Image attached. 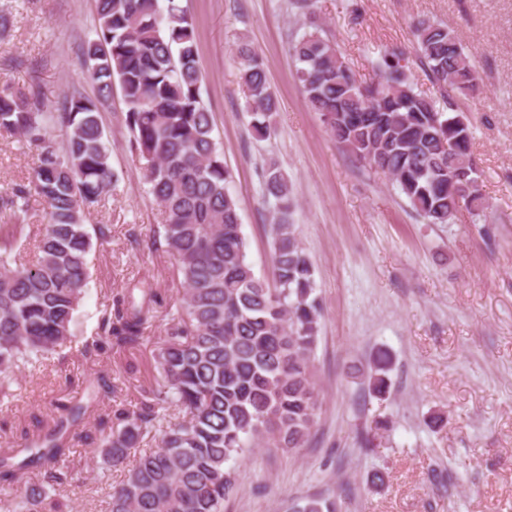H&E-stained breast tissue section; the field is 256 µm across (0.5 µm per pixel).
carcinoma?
Wrapping results in <instances>:
<instances>
[{
    "mask_svg": "<svg viewBox=\"0 0 512 512\" xmlns=\"http://www.w3.org/2000/svg\"><path fill=\"white\" fill-rule=\"evenodd\" d=\"M417 59L436 94L419 90L404 73L399 49L377 62L379 81L364 85L336 43L309 32L291 44L296 76L334 140L356 161L393 181L429 224H451L463 209L477 215L485 198L472 156V128L453 98L477 88L471 54L457 34L420 20ZM239 80L253 133L268 138L278 100L263 59L246 41L236 45ZM94 99L71 96L63 111H46L38 91L0 87V134L38 152L30 184L0 195V374L41 359L73 336L75 313L89 278L92 236L84 219L112 188L110 149L99 109L119 86L127 107L129 150L146 161L149 191L162 207V238L151 248L174 260L184 285L181 303L167 312V336L154 359L162 389L145 395L136 411L99 415L112 431L102 449L109 468L124 465L129 449L176 407L155 449L139 455L112 489L107 512H224L238 491L231 461L254 444L302 447L316 424L314 353L322 308L314 295L313 266L296 235L288 178L269 162L263 192L274 202L272 282L257 278L247 258L231 173L212 137V112L201 97L203 75L193 21L179 0H96L93 36L81 46ZM448 99V110L438 98ZM64 148L46 142L49 122ZM47 205L33 256L28 200ZM153 294L141 303L118 301L104 313V339L117 348L140 343L153 318ZM393 357L378 350L362 373L370 393L389 397ZM88 401L68 400L22 448H0V512H70L51 493L67 475L60 463L76 456L71 427L100 399L112 395L105 374L91 381ZM295 512H338L336 501L312 495Z\"/></svg>",
    "mask_w": 512,
    "mask_h": 512,
    "instance_id": "cac0c4a2",
    "label": "carcinoma"
}]
</instances>
